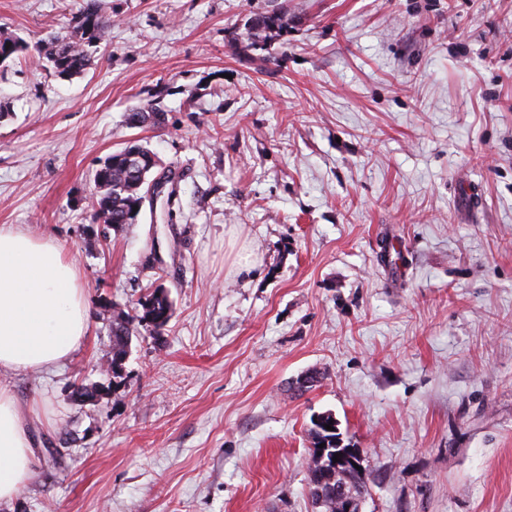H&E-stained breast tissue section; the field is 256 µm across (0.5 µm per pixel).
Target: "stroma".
I'll list each match as a JSON object with an SVG mask.
<instances>
[{"label":"stroma","mask_w":512,"mask_h":512,"mask_svg":"<svg viewBox=\"0 0 512 512\" xmlns=\"http://www.w3.org/2000/svg\"><path fill=\"white\" fill-rule=\"evenodd\" d=\"M82 4L0 0V28L33 49ZM98 5L82 74L0 64V225L74 257L89 312L64 362L0 370L36 457L0 512H312L327 414L363 512H512V0ZM134 138L166 185L92 223ZM159 285L171 319L113 384L111 311Z\"/></svg>","instance_id":"stroma-1"}]
</instances>
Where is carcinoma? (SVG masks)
Here are the masks:
<instances>
[{"instance_id":"carcinoma-1","label":"carcinoma","mask_w":512,"mask_h":512,"mask_svg":"<svg viewBox=\"0 0 512 512\" xmlns=\"http://www.w3.org/2000/svg\"><path fill=\"white\" fill-rule=\"evenodd\" d=\"M78 21V35L67 34L50 38L39 47L43 55L53 66L57 75L71 77L86 70L91 65L88 48L103 40L109 21L99 13L96 0H86L85 5L74 17ZM283 17H262L257 19L249 33L252 43L267 37L275 28H283ZM25 49L22 41L13 33L0 28V59L7 60ZM139 159L128 158V152L121 150L106 157L95 169L92 176V198L95 206L91 213L95 224H131L137 217L133 212L143 196L142 186L137 183ZM141 311L131 316L125 311H112V378L122 376L123 361L127 354L129 337L135 325L146 326L158 334L171 317V302L164 289L156 288L144 300L139 302ZM332 416L323 415L314 422L311 430L313 448L310 449L308 466V490L318 512H336V502L327 495H322V480L337 477L350 489H368L367 473L351 468L336 469L333 458L336 444L331 442L322 455L316 454V447L332 438L324 424Z\"/></svg>"}]
</instances>
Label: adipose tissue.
Returning <instances> with one entry per match:
<instances>
[{"label": "adipose tissue", "mask_w": 512, "mask_h": 512, "mask_svg": "<svg viewBox=\"0 0 512 512\" xmlns=\"http://www.w3.org/2000/svg\"><path fill=\"white\" fill-rule=\"evenodd\" d=\"M87 327L76 261L52 238L0 225V369L57 365L80 345ZM34 465L16 397L0 386V504L16 498Z\"/></svg>", "instance_id": "adipose-tissue-1"}]
</instances>
